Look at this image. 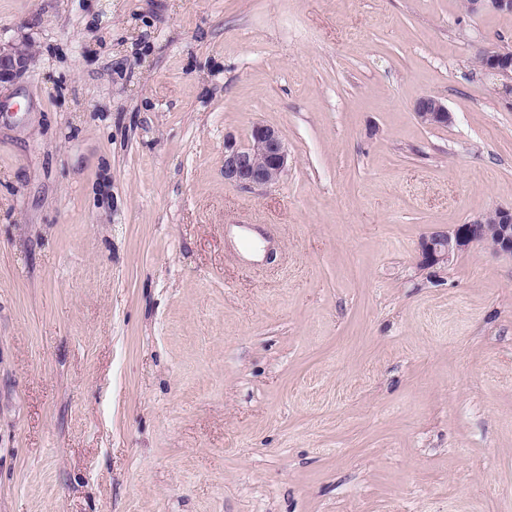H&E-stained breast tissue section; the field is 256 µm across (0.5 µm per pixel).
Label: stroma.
<instances>
[{
  "label": "stroma",
  "mask_w": 512,
  "mask_h": 512,
  "mask_svg": "<svg viewBox=\"0 0 512 512\" xmlns=\"http://www.w3.org/2000/svg\"><path fill=\"white\" fill-rule=\"evenodd\" d=\"M0 512H512V13L0 0ZM432 96L450 124L423 125ZM278 128L270 191L224 136ZM36 54L30 40L8 44L0 41V87L11 84L26 74L34 65ZM482 68L505 80L506 87L508 81L510 82V91H511V82H512V50L510 49H490L483 53ZM288 169V151L275 128L253 125L247 144L224 136V181L246 190L276 187ZM472 245L512 255V210L497 209L452 231L433 233L421 243V264L427 267L448 264L459 251Z\"/></svg>",
  "instance_id": "stroma-1"
}]
</instances>
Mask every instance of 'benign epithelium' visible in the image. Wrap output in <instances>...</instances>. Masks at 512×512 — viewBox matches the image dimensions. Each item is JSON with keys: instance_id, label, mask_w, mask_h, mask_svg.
Returning <instances> with one entry per match:
<instances>
[{"instance_id": "7a95c632", "label": "benign epithelium", "mask_w": 512, "mask_h": 512, "mask_svg": "<svg viewBox=\"0 0 512 512\" xmlns=\"http://www.w3.org/2000/svg\"><path fill=\"white\" fill-rule=\"evenodd\" d=\"M468 13L483 11L512 13V0H465ZM36 61V50L29 40L0 43V87L26 74ZM482 68L512 82V50L490 49L483 53ZM420 122L427 126H446L451 115L438 99L426 96L415 106ZM288 169V151L275 128L253 125L248 143L235 136H224V182L246 190L276 187ZM483 245L496 253L512 255V210L497 209L480 219L460 224L448 232L430 235L421 243V264L445 265L461 250Z\"/></svg>"}]
</instances>
